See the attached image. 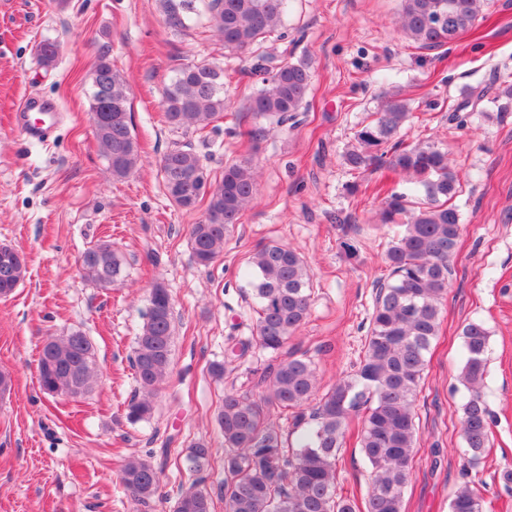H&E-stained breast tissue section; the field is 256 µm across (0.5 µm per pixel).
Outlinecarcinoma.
Wrapping results in <instances>:
<instances>
[{
	"label": "carcinoma",
	"mask_w": 512,
	"mask_h": 512,
	"mask_svg": "<svg viewBox=\"0 0 512 512\" xmlns=\"http://www.w3.org/2000/svg\"><path fill=\"white\" fill-rule=\"evenodd\" d=\"M483 0H401L397 26L425 49H437L471 30ZM168 27H190L193 0H164ZM288 0H206L210 27L224 46L246 51L259 46L284 24ZM261 87L249 110L278 127L304 111L311 85L305 60L296 62L259 54L251 67ZM166 123L176 130L207 129L224 118V68L213 62L185 64L173 71L161 101ZM112 112V121L94 126L107 169L123 180L139 169L141 152L131 130L127 86L107 55L93 67L89 112ZM412 118L409 104L390 99L357 134L359 148L347 155L353 170L385 167L405 178L410 188L395 189L381 202L379 221L395 227L387 241L388 279L376 292L357 367L318 392L316 367L306 355L282 350L311 311L310 270L301 253L278 242L258 246L249 258L252 290L258 302L256 342L229 336L224 360L210 364L221 380L228 367L253 346L272 354L277 363L256 386L230 389L217 408L215 421L224 441V480L219 485L224 512H403L404 493L412 475L417 441L414 403L426 367V354L440 330V304L450 286L452 261L461 232L454 199L458 174L448 150L433 144H406L398 134ZM163 188L178 206L192 209L206 202L201 219L190 225L188 239L198 264L207 266L224 253L229 227L255 198L258 172L249 161L224 165L212 179L201 156L189 144L175 145L159 161ZM124 257L108 240L89 245L79 257L82 276L99 288L124 281ZM24 255L0 245V296L24 281ZM146 320L135 336L132 367L141 395L126 409L135 424L151 417L154 399L172 367L175 328L172 295L152 285ZM465 362L459 379L463 460L480 463L490 442V411L483 392L490 332L482 321L461 330ZM96 347L79 329L47 339L37 363V379L50 396L86 394L97 380ZM291 416L297 436L271 418ZM358 423L360 452L370 468L365 498L337 493L338 465L350 427ZM187 470L212 468L213 448L205 440L187 450ZM120 483L133 501L149 506L158 493L160 471L148 460L131 457L120 470ZM483 500L468 484L459 487L450 512H483ZM170 512H213V499L195 486L182 492Z\"/></svg>",
	"instance_id": "obj_1"
}]
</instances>
